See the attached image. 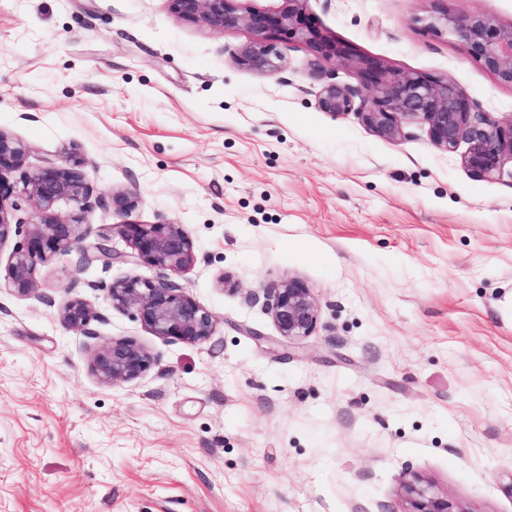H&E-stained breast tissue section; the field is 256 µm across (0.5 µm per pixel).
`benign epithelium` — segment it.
Returning <instances> with one entry per match:
<instances>
[{
    "label": "benign epithelium",
    "mask_w": 512,
    "mask_h": 512,
    "mask_svg": "<svg viewBox=\"0 0 512 512\" xmlns=\"http://www.w3.org/2000/svg\"><path fill=\"white\" fill-rule=\"evenodd\" d=\"M168 2L179 18L210 31L247 28L253 39L234 53V60L259 74L281 72L285 68L284 56L277 47L281 36L289 32L300 35L313 52L310 68L322 81L317 107L334 118L354 112L370 131L392 139L405 135V124L420 122L431 142L442 150L453 152L460 142H466L462 164L479 179L501 174L505 160L512 159V116L499 122H478L474 119L476 105L454 84L397 73L373 58H350L312 25L307 13L309 0H281L275 10L253 7L247 0ZM433 24L450 28L467 55L479 60L499 83L512 86V27L502 28L491 17L479 14L450 17L443 13L434 17ZM324 61L352 65L360 87L353 88L325 74ZM26 154L24 142L0 132V173L20 167ZM86 168L83 158L70 155L62 164L44 167L27 177L25 190L33 207L28 217L16 216L21 207L13 201L15 187L0 176V242L21 226H28L26 241L14 251L9 265L10 283L18 295L33 293L39 263L67 253L78 244L77 228L91 195ZM62 199L75 203L77 211L68 216L54 213L53 205ZM136 203L132 191L112 193V211L127 217L120 224L121 232L138 258L174 274L186 271L194 263L195 254L182 225L137 222L131 219ZM82 256L87 263L98 259L112 263V249L103 243L95 244L92 253L83 250ZM109 295L112 305L132 310L156 336L198 343L212 335L213 315L168 277L114 283ZM268 307L281 336L290 341L309 336L316 325L318 305L314 294L297 280L269 289ZM95 318V312L80 298L67 301L60 310L61 322L69 329L84 330ZM154 361L152 353L136 341L115 339L93 352L90 366L102 382L121 385L139 379ZM405 490L412 512H466L458 503L431 493L418 482L407 484Z\"/></svg>",
    "instance_id": "benign-epithelium-1"
}]
</instances>
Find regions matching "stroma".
<instances>
[{"instance_id": "35a3bbf8", "label": "stroma", "mask_w": 512, "mask_h": 512, "mask_svg": "<svg viewBox=\"0 0 512 512\" xmlns=\"http://www.w3.org/2000/svg\"><path fill=\"white\" fill-rule=\"evenodd\" d=\"M512 27V0H310L354 56L455 84L493 121L512 87L468 56L438 11ZM174 15L168 0H0V132L28 149L7 172L88 163L83 244L17 295L0 243V512H409L421 480L464 512H512V163L472 177L467 149L425 127L387 139L319 111L297 37L286 69L238 66L250 42ZM175 221L195 260L176 280L214 316L199 343L147 330L109 287L154 280L112 211ZM303 282L317 324L284 339L269 288ZM86 301L96 318L66 329ZM129 338L155 361L112 386L93 351ZM95 318V312L80 298L67 301L60 310L61 322L69 329L85 330Z\"/></svg>"}]
</instances>
